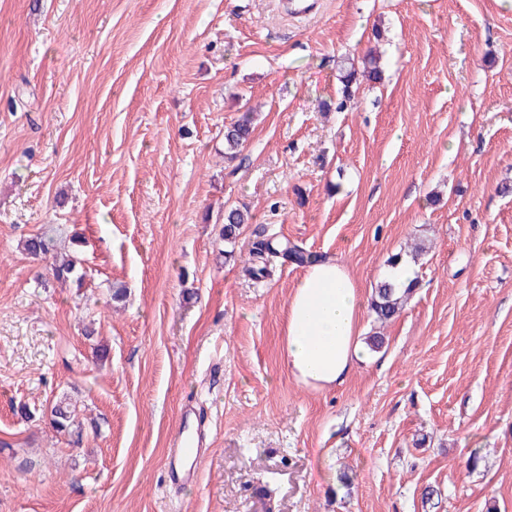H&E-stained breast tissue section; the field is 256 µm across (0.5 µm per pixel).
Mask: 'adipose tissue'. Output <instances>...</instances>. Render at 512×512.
<instances>
[{"label": "adipose tissue", "mask_w": 512, "mask_h": 512, "mask_svg": "<svg viewBox=\"0 0 512 512\" xmlns=\"http://www.w3.org/2000/svg\"><path fill=\"white\" fill-rule=\"evenodd\" d=\"M359 289L337 259L309 263L287 306L282 357L310 390L342 383L359 357Z\"/></svg>", "instance_id": "adipose-tissue-1"}]
</instances>
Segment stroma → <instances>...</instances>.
Segmentation results:
<instances>
[{
    "instance_id": "35a3bbf8",
    "label": "stroma",
    "mask_w": 512,
    "mask_h": 512,
    "mask_svg": "<svg viewBox=\"0 0 512 512\" xmlns=\"http://www.w3.org/2000/svg\"><path fill=\"white\" fill-rule=\"evenodd\" d=\"M372 48L382 80L340 106ZM48 226L81 280L24 253ZM260 236L339 258L366 302L427 246L335 388L282 362L304 267L247 275ZM262 481L274 512H512V0H0V512H264ZM339 79L342 85V99L339 102L340 106H345L347 101H350L352 97L354 96L353 87L355 86L357 88V80H358V73H359V67L355 65L354 60L345 59L341 61L340 67H339ZM253 123V112L245 110L237 120L224 128V158L227 161L237 158L240 149L252 134ZM252 214L248 207H230L224 210V241L235 244L243 224H249ZM75 409L65 400H60L51 409V424L57 432L69 433L75 424ZM197 437H198L197 448H191V447H189V445L187 443H185L182 440V435L178 436V439L176 442L177 448H174V451L170 457L171 462L173 463V466H174V470H173L174 475L176 476V478L178 480H181L183 482H192L194 480L197 466L189 468V469L182 468L179 464L180 455L184 456L186 454L196 452V455L198 456V458L201 457L202 448H199L200 437H199L198 433H197Z\"/></svg>"
}]
</instances>
